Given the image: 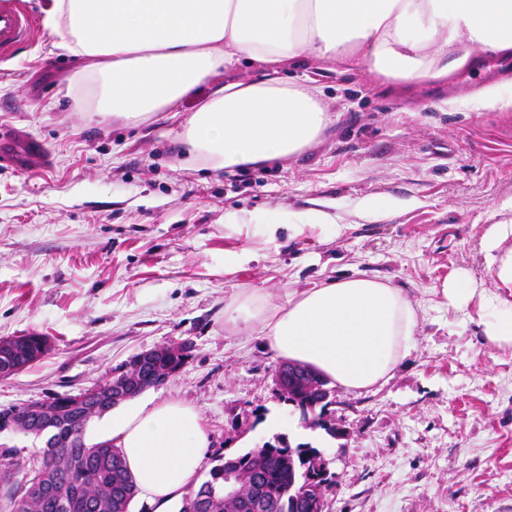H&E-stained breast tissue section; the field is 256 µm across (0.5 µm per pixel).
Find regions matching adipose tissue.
I'll use <instances>...</instances> for the list:
<instances>
[{
  "label": "adipose tissue",
  "instance_id": "obj_1",
  "mask_svg": "<svg viewBox=\"0 0 512 512\" xmlns=\"http://www.w3.org/2000/svg\"><path fill=\"white\" fill-rule=\"evenodd\" d=\"M44 27L80 61L74 80L92 99L91 116L137 124L198 98L178 134L183 161L228 172L288 159L326 130L319 90L294 75L311 63L402 92L446 82L468 61L455 54L459 44L512 55V0H50ZM239 67L254 76L226 80ZM482 249L495 292H477L461 272L440 291L456 309L477 303L486 339L509 349L512 224L490 225ZM224 321L258 325L279 358L359 390L407 355L417 311L400 288L348 276L289 294L282 306L241 289ZM106 438L154 512L194 486L209 446L200 412L179 400L113 415Z\"/></svg>",
  "mask_w": 512,
  "mask_h": 512
}]
</instances>
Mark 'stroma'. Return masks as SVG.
I'll return each mask as SVG.
<instances>
[{"instance_id":"obj_1","label":"stroma","mask_w":512,"mask_h":512,"mask_svg":"<svg viewBox=\"0 0 512 512\" xmlns=\"http://www.w3.org/2000/svg\"><path fill=\"white\" fill-rule=\"evenodd\" d=\"M56 41L39 24L0 58V132L51 159L33 174L0 164V337L50 344L0 379V408L78 393L186 341L184 367L144 396L200 410L203 471L283 433L324 456L326 512H512V351L440 293L459 271L494 287L481 241L512 222V107L469 100L512 57L476 50L481 68L405 97L308 69L329 128L287 160L224 173L180 164L195 100L135 127L88 123L83 90L68 88L79 63ZM228 213L247 221L228 227ZM355 274L401 288L417 328L389 378L335 387L332 437L279 400V359L257 329L225 324L224 306L242 288L280 306ZM18 345H22L24 348V358L22 363H27L29 361H35L42 354H45L49 351V341L45 336H40L36 333H27L21 337L20 340L15 341ZM37 358V359H36Z\"/></svg>"}]
</instances>
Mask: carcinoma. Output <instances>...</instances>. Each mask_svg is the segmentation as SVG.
<instances>
[{"label": "carcinoma", "mask_w": 512, "mask_h": 512, "mask_svg": "<svg viewBox=\"0 0 512 512\" xmlns=\"http://www.w3.org/2000/svg\"><path fill=\"white\" fill-rule=\"evenodd\" d=\"M24 348L23 362L34 361L49 351L48 339L27 333L17 341ZM190 355L179 349L166 351L152 361L142 363L138 379L147 386L159 384L177 373ZM333 390L328 381L313 372L289 374L288 394H278L283 403L302 408L313 427L336 435V427L325 419L333 404ZM93 416L92 408L81 412L68 404L60 406L52 425L47 446L38 457L25 461L11 452L0 453V485L7 488L6 512H130L137 490L120 449L109 442L86 444L87 421L83 414ZM309 443L292 444L285 434H277L260 450H248L211 468L199 486L183 496L178 512H254V501L266 503L263 512H306L308 497L315 489L299 484L302 467L307 465L303 454ZM237 472L244 494L231 502L224 500V471ZM21 480H16L17 475ZM78 484L85 505L76 506L69 496L59 495L56 488Z\"/></svg>", "instance_id": "cac0c4a2"}]
</instances>
